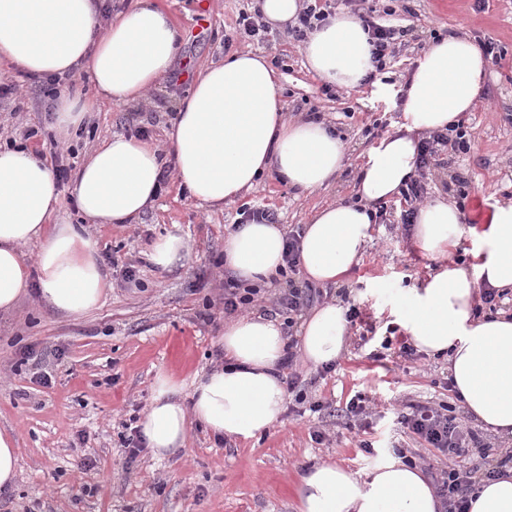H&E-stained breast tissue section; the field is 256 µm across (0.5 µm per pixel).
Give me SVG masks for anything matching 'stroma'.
<instances>
[{"instance_id": "1", "label": "stroma", "mask_w": 512, "mask_h": 512, "mask_svg": "<svg viewBox=\"0 0 512 512\" xmlns=\"http://www.w3.org/2000/svg\"><path fill=\"white\" fill-rule=\"evenodd\" d=\"M156 2L185 33L172 74L144 100L99 104L90 119L94 135L82 138L81 156H89L98 141L139 126L166 148L177 97L188 91L200 67L223 60L225 36L233 35L239 12L253 8L252 0ZM412 8L402 19L411 28L412 47L386 70L396 88H405L421 46L433 37L452 31L478 43L492 41L503 52L489 61L481 94L461 116L473 129L470 151L453 154L426 186L428 195H449L454 177H465V216L487 223L494 205L512 201V0H414ZM258 50L276 71L287 117L318 112L335 128L346 148L340 175L311 193L267 177L220 210L199 206L168 178L138 223L88 225L99 255L112 258V290L98 310L65 320L34 293L14 311H0V430L13 431L19 448L17 479L11 489L0 490V512H298L297 474L316 462H336L362 474L401 445L422 452L433 465L443 464L436 450L421 448L395 424L396 406L436 405L454 395L444 385L447 361L419 352L400 356L406 336L388 322L401 288L436 266L414 250L400 222L405 205L393 201L384 205L390 223L373 225L349 283L322 291V301L357 306L363 321L350 327L348 349L335 369L299 366L307 398L321 401V411L285 410L280 425L248 443L215 437L194 424L175 455L157 459L144 451L136 462L127 460L126 428L148 409L156 373L165 370L188 381L221 363L224 238L242 211L267 208L286 230H302L315 208L352 195L366 152L382 136L376 119L385 116L394 125L401 117L395 101L367 88L326 97L303 64L300 43L284 30H272ZM28 125L46 132L29 140V147L51 157L56 133L42 104L30 100L16 114L0 109V134ZM175 227L186 240L189 261L158 272L145 258L146 248ZM129 267L136 272L130 279ZM360 392L374 406L359 436L343 428L340 411ZM318 431L326 441H315Z\"/></svg>"}]
</instances>
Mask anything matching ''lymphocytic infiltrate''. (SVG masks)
I'll list each match as a JSON object with an SVG mask.
<instances>
[{
	"instance_id": "obj_1",
	"label": "lymphocytic infiltrate",
	"mask_w": 512,
	"mask_h": 512,
	"mask_svg": "<svg viewBox=\"0 0 512 512\" xmlns=\"http://www.w3.org/2000/svg\"><path fill=\"white\" fill-rule=\"evenodd\" d=\"M341 2L360 8V17L370 36L372 74L383 75L390 59L407 45L408 28L379 23L373 9L362 8V0ZM470 148L471 133L460 122L425 137L419 148L418 177L403 189L404 201L411 204L423 197L425 182L440 167L443 152H465ZM396 421L404 434L445 457V464L432 475L444 512H468L476 480L494 479L500 467L512 465V448L496 444L469 427L458 404L408 403L397 410Z\"/></svg>"
}]
</instances>
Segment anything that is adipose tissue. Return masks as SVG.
<instances>
[{
  "mask_svg": "<svg viewBox=\"0 0 512 512\" xmlns=\"http://www.w3.org/2000/svg\"><path fill=\"white\" fill-rule=\"evenodd\" d=\"M184 39L171 13L155 0H137L100 28L95 0H0V66L31 74L82 72L95 96L62 93L54 115L58 132L79 128L98 101L129 104L155 90L172 69ZM306 69L320 81L352 91L373 86L382 97L394 87L369 80V35L343 12L319 24L302 46ZM487 74V60L469 39L429 41L404 90L393 133L367 152L356 200L314 210L298 239L308 279L345 284L370 240L373 205L398 197L416 175L422 133L442 130L471 111ZM175 174L199 206L220 209L273 172L289 187L312 191L335 182L345 145L324 123L288 121L277 75L263 54L237 51L198 70L178 99L168 130ZM164 159L147 140L112 134L77 171L72 193L84 224L61 217L51 169L35 153L0 149V310H11L30 288L64 319L98 309L112 289L86 224H129L153 207ZM473 240L472 259L452 260L462 236ZM38 242L34 263L21 249ZM286 234L276 224L248 223L224 238V267L246 285H272L284 267ZM412 245L440 266L405 288L390 311L411 344L448 361L454 389L471 414L512 437V316L475 317L479 288H512V203L495 206L488 223L464 227L453 201L419 206ZM342 304L317 308L302 325L297 349L317 367L336 363L346 349ZM225 366L192 381L160 371L153 399L138 427L147 449L163 458L183 448L190 422L214 434L249 442L281 422L287 391L280 365L288 338L280 323L261 314L224 324ZM299 512H441L422 470L390 455L356 474L336 463L300 472ZM469 512H512V467L482 481Z\"/></svg>",
  "mask_w": 512,
  "mask_h": 512,
  "instance_id": "obj_1",
  "label": "adipose tissue"
}]
</instances>
